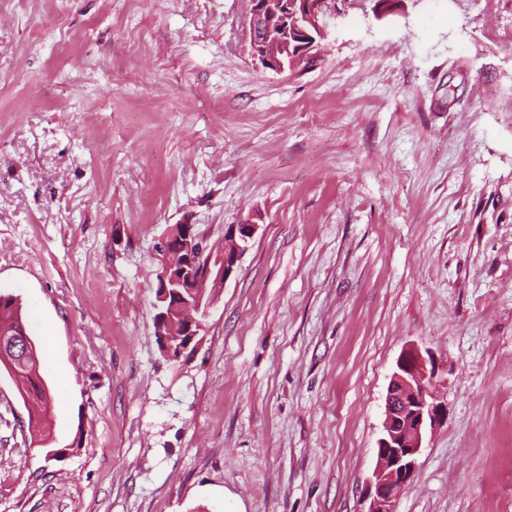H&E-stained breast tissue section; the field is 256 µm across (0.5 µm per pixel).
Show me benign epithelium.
I'll return each mask as SVG.
<instances>
[{
  "instance_id": "1",
  "label": "benign epithelium",
  "mask_w": 512,
  "mask_h": 512,
  "mask_svg": "<svg viewBox=\"0 0 512 512\" xmlns=\"http://www.w3.org/2000/svg\"><path fill=\"white\" fill-rule=\"evenodd\" d=\"M332 0H260L251 19L250 56L277 74H296L316 67L328 36L327 19L335 15ZM259 225L229 224L224 245L212 247L190 224H175L158 243L162 270L156 288V335L182 336L173 348L162 341L164 353L177 360L194 349L202 328L197 314H205L214 295L249 248ZM0 359L15 363L36 360L29 336H0ZM438 369L415 348L405 349L396 362L385 397L383 434L377 462L368 480L364 512H396L398 493L413 478L427 429L443 420L435 394Z\"/></svg>"
}]
</instances>
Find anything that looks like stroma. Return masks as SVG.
I'll use <instances>...</instances> for the list:
<instances>
[{
	"instance_id": "obj_1",
	"label": "stroma",
	"mask_w": 512,
	"mask_h": 512,
	"mask_svg": "<svg viewBox=\"0 0 512 512\" xmlns=\"http://www.w3.org/2000/svg\"><path fill=\"white\" fill-rule=\"evenodd\" d=\"M336 0L323 60L248 54L250 0H0V512H362L407 347L443 422L396 512H512V0ZM258 232L187 358L158 241ZM5 298V301H3ZM25 331L26 326L22 319V306L18 298L13 295L0 294V358L7 363L14 364L17 361L26 359L36 360V350L33 347V340L28 336H16ZM25 334V333H23ZM28 334V333H27ZM2 336V337H1ZM8 336V337H5ZM19 362L9 367L3 365L10 376L14 378L18 386L19 392L28 406L29 411V430L31 435V446L46 453L50 450L58 451L54 459L60 458L65 454V449L50 448L48 439L38 433V424L40 419L49 411V390L43 375L37 363L32 361ZM37 361V360H36ZM30 387L36 390V399L29 397ZM28 398V400L26 399ZM35 432V433H34Z\"/></svg>"
}]
</instances>
